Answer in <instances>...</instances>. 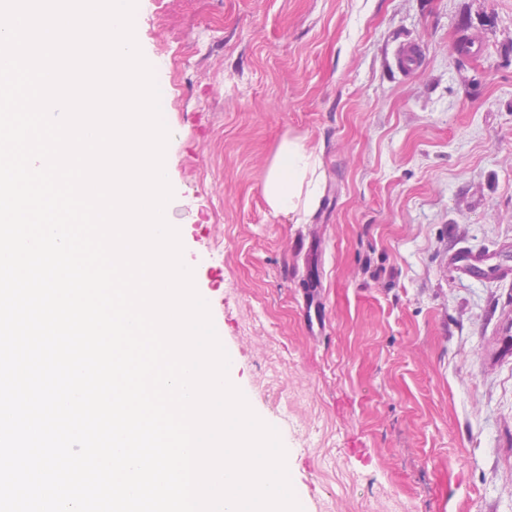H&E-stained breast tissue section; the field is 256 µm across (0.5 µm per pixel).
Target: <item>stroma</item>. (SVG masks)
Listing matches in <instances>:
<instances>
[{"mask_svg": "<svg viewBox=\"0 0 512 512\" xmlns=\"http://www.w3.org/2000/svg\"><path fill=\"white\" fill-rule=\"evenodd\" d=\"M138 9L168 216L305 512H512V0ZM288 135L325 173L307 224L264 198ZM312 279L321 336L300 318Z\"/></svg>", "mask_w": 512, "mask_h": 512, "instance_id": "35a3bbf8", "label": "stroma"}]
</instances>
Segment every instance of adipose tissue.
Wrapping results in <instances>:
<instances>
[{"instance_id":"ef3b65f1","label":"adipose tissue","mask_w":512,"mask_h":512,"mask_svg":"<svg viewBox=\"0 0 512 512\" xmlns=\"http://www.w3.org/2000/svg\"><path fill=\"white\" fill-rule=\"evenodd\" d=\"M322 161L305 138L282 139L264 179V197L273 213L308 223L320 204Z\"/></svg>"}]
</instances>
